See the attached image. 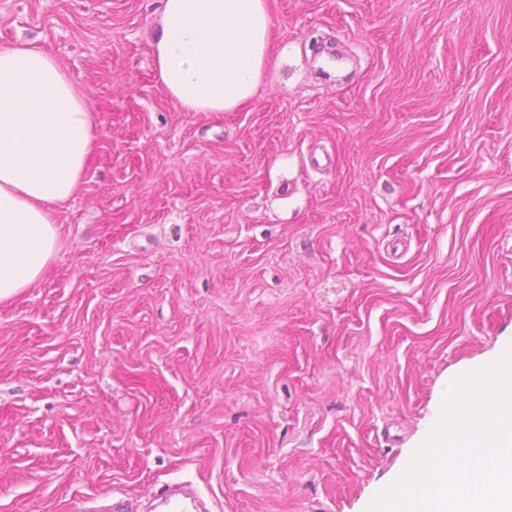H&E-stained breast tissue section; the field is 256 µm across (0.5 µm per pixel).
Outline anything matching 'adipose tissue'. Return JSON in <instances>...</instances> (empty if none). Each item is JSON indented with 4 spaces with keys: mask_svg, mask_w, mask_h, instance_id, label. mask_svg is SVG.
Listing matches in <instances>:
<instances>
[{
    "mask_svg": "<svg viewBox=\"0 0 512 512\" xmlns=\"http://www.w3.org/2000/svg\"><path fill=\"white\" fill-rule=\"evenodd\" d=\"M270 42L266 0H162L151 48L183 111L228 112L258 94ZM95 126L83 88L55 57L0 46V302L48 273L56 207L84 184Z\"/></svg>",
    "mask_w": 512,
    "mask_h": 512,
    "instance_id": "1",
    "label": "adipose tissue"
}]
</instances>
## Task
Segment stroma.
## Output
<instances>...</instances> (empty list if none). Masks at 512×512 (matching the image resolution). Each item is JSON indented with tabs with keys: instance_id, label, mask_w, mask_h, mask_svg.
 Wrapping results in <instances>:
<instances>
[{
	"instance_id": "35a3bbf8",
	"label": "stroma",
	"mask_w": 512,
	"mask_h": 512,
	"mask_svg": "<svg viewBox=\"0 0 512 512\" xmlns=\"http://www.w3.org/2000/svg\"><path fill=\"white\" fill-rule=\"evenodd\" d=\"M267 4L258 97L186 112L161 0H0L97 119L0 303V512H368L512 347V0Z\"/></svg>"
}]
</instances>
